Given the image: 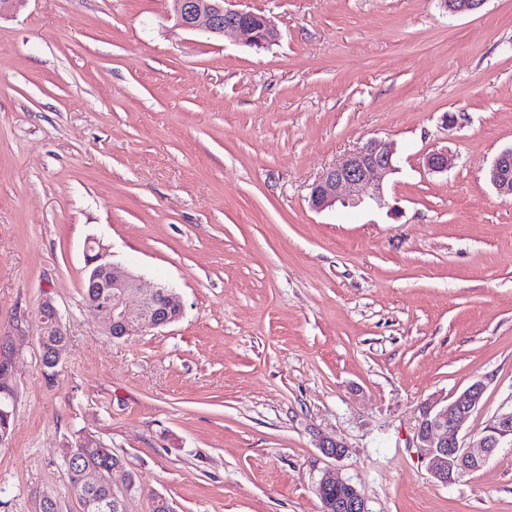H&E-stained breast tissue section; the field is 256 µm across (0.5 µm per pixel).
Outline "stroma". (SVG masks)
Masks as SVG:
<instances>
[{"instance_id":"obj_1","label":"stroma","mask_w":512,"mask_h":512,"mask_svg":"<svg viewBox=\"0 0 512 512\" xmlns=\"http://www.w3.org/2000/svg\"><path fill=\"white\" fill-rule=\"evenodd\" d=\"M240 6L279 42L184 30L168 0L0 17V512H82L61 451L85 433L124 457L125 512H322L328 472L368 512H512V444L446 484L416 446L423 403L474 382L465 441L512 411V198L486 178L512 148V0ZM371 138L396 151L385 206L314 210L315 180ZM91 238L184 316L106 335ZM46 298L69 336L50 371Z\"/></svg>"}]
</instances>
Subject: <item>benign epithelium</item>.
I'll return each mask as SVG.
<instances>
[{"label": "benign epithelium", "instance_id": "obj_1", "mask_svg": "<svg viewBox=\"0 0 512 512\" xmlns=\"http://www.w3.org/2000/svg\"><path fill=\"white\" fill-rule=\"evenodd\" d=\"M171 2L178 25L186 30H201L217 37L232 33L240 43L259 48L279 40V31L269 17L233 7L238 0ZM484 3L485 0H442L443 8L450 15L477 12ZM426 165L434 172H444L451 159L446 152H435L427 157ZM397 170L393 146L371 139L322 172L311 188V206L322 211L338 202L357 206L367 198L381 203L382 182ZM486 178L499 192L512 195V148L498 155ZM86 252L85 307L92 315L105 316L103 331L107 335L123 339L180 319L184 306L179 296L160 287L143 289L140 277L117 269L107 259L106 249L94 238L87 242ZM133 297L137 298L134 307L130 305ZM39 313L42 335L60 337L51 356V360L58 362L68 345L59 311L46 298ZM483 394L484 384L476 382L453 402L427 403L422 407L416 428L417 447L425 451L428 469L440 483L446 484L459 475L480 469L503 442H512V411L498 416L477 441L466 444L460 437L464 422ZM333 489L336 499L330 501L332 512H368L361 491L333 475L320 480L317 493L326 499Z\"/></svg>", "mask_w": 512, "mask_h": 512}]
</instances>
